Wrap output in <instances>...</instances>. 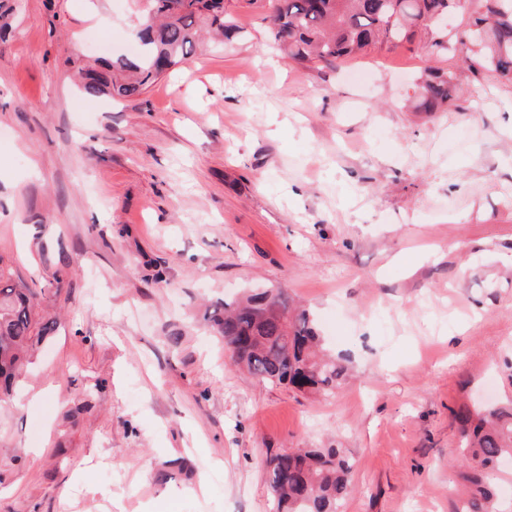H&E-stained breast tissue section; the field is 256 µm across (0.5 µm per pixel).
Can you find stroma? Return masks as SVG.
<instances>
[{
    "label": "stroma",
    "instance_id": "1",
    "mask_svg": "<svg viewBox=\"0 0 512 512\" xmlns=\"http://www.w3.org/2000/svg\"><path fill=\"white\" fill-rule=\"evenodd\" d=\"M225 8L121 101L73 74L136 53V0H23L0 42V263L58 319L0 399V512H272L267 456L328 446L343 512H451L457 412L512 400V84L414 42L306 68L272 0ZM251 288L349 358L334 396L231 364L202 315ZM453 74L430 71L419 87L417 108L420 112H439L452 99Z\"/></svg>",
    "mask_w": 512,
    "mask_h": 512
}]
</instances>
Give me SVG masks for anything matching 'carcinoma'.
I'll return each mask as SVG.
<instances>
[{"label": "carcinoma", "mask_w": 512, "mask_h": 512, "mask_svg": "<svg viewBox=\"0 0 512 512\" xmlns=\"http://www.w3.org/2000/svg\"><path fill=\"white\" fill-rule=\"evenodd\" d=\"M16 0H0V36L12 29ZM134 57L99 60L83 69L82 91L111 99L143 94L164 73L196 52L210 34L231 41L238 34L224 0H145ZM455 0H275L272 35L295 62L332 64L401 41L428 54L446 48L439 28ZM466 18L451 31L461 61L475 72L512 82V0H467ZM453 74L432 71L419 87L417 108L437 112L452 99ZM204 320L256 380L286 384L323 397L334 394L349 360L319 354L313 320L282 289L252 292L206 309ZM57 322L37 294L17 284L0 265V398L11 394L30 352L50 339ZM457 478L464 493L452 512H503L493 482L512 459V401L461 409ZM275 512H340L353 489L352 465L341 448H298L267 460Z\"/></svg>", "instance_id": "obj_1"}]
</instances>
